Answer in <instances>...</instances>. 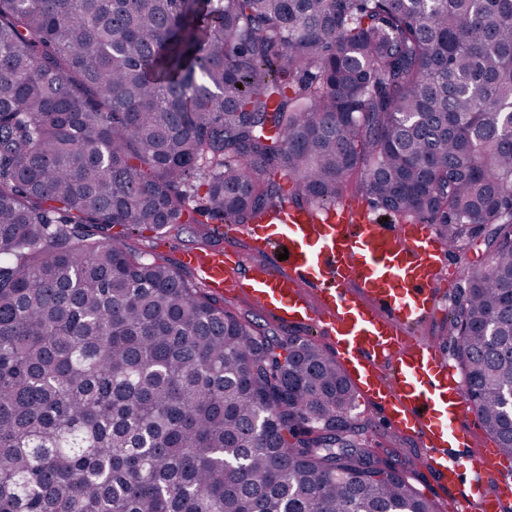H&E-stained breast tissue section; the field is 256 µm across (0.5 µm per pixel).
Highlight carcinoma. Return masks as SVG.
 Masks as SVG:
<instances>
[{
    "label": "carcinoma",
    "instance_id": "1",
    "mask_svg": "<svg viewBox=\"0 0 512 512\" xmlns=\"http://www.w3.org/2000/svg\"><path fill=\"white\" fill-rule=\"evenodd\" d=\"M417 215L512 459V0H0V512H437L335 359L112 228Z\"/></svg>",
    "mask_w": 512,
    "mask_h": 512
}]
</instances>
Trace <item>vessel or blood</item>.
Returning a JSON list of instances; mask_svg holds the SVG:
<instances>
[{
  "instance_id": "vessel-or-blood-1",
  "label": "vessel or blood",
  "mask_w": 512,
  "mask_h": 512,
  "mask_svg": "<svg viewBox=\"0 0 512 512\" xmlns=\"http://www.w3.org/2000/svg\"><path fill=\"white\" fill-rule=\"evenodd\" d=\"M337 206L281 210L234 226L265 254L187 252L201 282L240 293L275 321L316 329L387 431L414 437L454 512H512V471L494 451H467L475 409L445 354L418 334L436 309L452 249L430 226L370 220Z\"/></svg>"
}]
</instances>
